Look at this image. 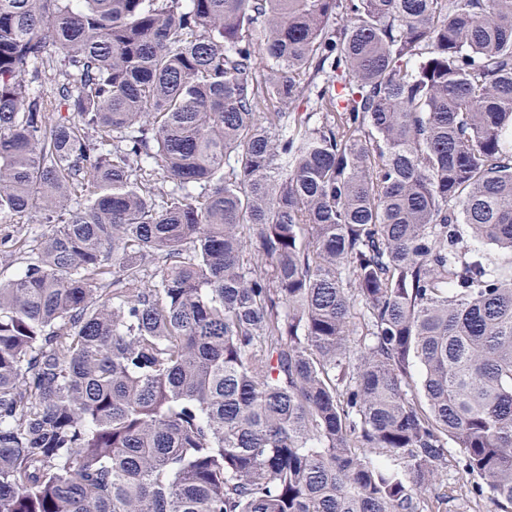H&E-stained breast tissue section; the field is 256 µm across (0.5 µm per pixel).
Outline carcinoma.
Wrapping results in <instances>:
<instances>
[{"instance_id":"cac0c4a2","label":"carcinoma","mask_w":512,"mask_h":512,"mask_svg":"<svg viewBox=\"0 0 512 512\" xmlns=\"http://www.w3.org/2000/svg\"><path fill=\"white\" fill-rule=\"evenodd\" d=\"M33 209L0 512H512V0H0ZM70 71V69H67L59 62H54L51 64L50 68H48V71H46V75L41 76L39 79V82L41 81V96L44 102H47L49 106L50 101L54 103L57 84L63 82L65 78H68L66 74ZM459 457V449L450 442L448 444V469L444 475L443 486L437 487L431 495L433 497L435 493L445 492L448 498L439 504L435 512H499L496 504L487 496L474 499L467 494L470 482L477 481L478 478L464 473L457 463Z\"/></svg>"}]
</instances>
